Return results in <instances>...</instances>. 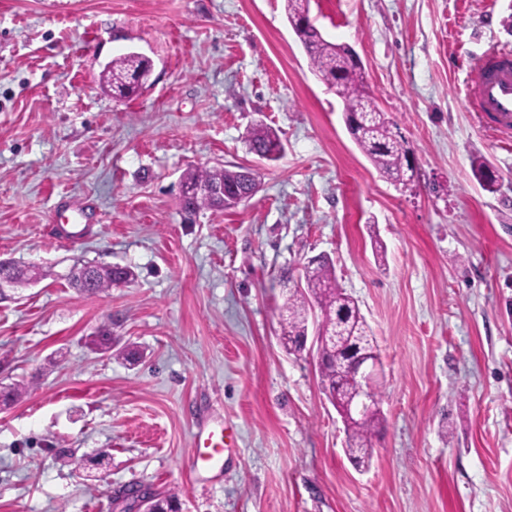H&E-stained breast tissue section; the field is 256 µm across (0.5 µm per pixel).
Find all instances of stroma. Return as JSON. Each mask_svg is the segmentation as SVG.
Listing matches in <instances>:
<instances>
[{
	"label": "stroma",
	"mask_w": 512,
	"mask_h": 512,
	"mask_svg": "<svg viewBox=\"0 0 512 512\" xmlns=\"http://www.w3.org/2000/svg\"><path fill=\"white\" fill-rule=\"evenodd\" d=\"M310 18L359 55L410 180L358 149L284 0H0V259L38 274L0 300V390L25 386L0 411V512H122L133 483L182 512H512V133L466 102L484 51H512V0H311ZM129 51L152 74L116 99L100 72ZM258 124L278 160L249 152ZM220 166L258 192L187 216L184 174ZM319 254L382 362L361 473L312 355L280 340L279 276ZM87 263L134 276L72 288ZM107 324L139 363L93 349ZM220 421L234 446L197 477L194 434Z\"/></svg>",
	"instance_id": "35a3bbf8"
}]
</instances>
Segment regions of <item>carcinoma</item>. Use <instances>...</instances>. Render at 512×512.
<instances>
[{"label": "carcinoma", "mask_w": 512, "mask_h": 512, "mask_svg": "<svg viewBox=\"0 0 512 512\" xmlns=\"http://www.w3.org/2000/svg\"><path fill=\"white\" fill-rule=\"evenodd\" d=\"M288 20L302 43L310 60L312 70L341 98L344 111L365 112L363 126H347L352 139L383 176L402 181L411 170V149L391 131V124L370 96L362 63L350 57L349 46L326 40L314 26H301L303 16L309 14L310 0H286ZM152 71V61L139 53L129 52L108 62L101 74L103 87L130 97L147 82ZM249 150L261 154L268 160L279 157V139L267 126L258 125L250 131ZM187 183H218L226 188H236L238 192L248 190L242 181L240 171L227 168L199 169L184 177ZM133 276L128 268H93L91 290L104 291L112 283L124 281ZM288 272H283L281 282L287 288L286 299L281 310L283 344L297 351V340L305 335L309 318L318 320L320 327L331 331L336 313L347 310L351 323L348 336H361L366 346L375 343V337L358 303L339 287L333 260L327 256L312 261L304 269L305 287L290 288ZM383 419L381 409L352 419L345 426L348 458L365 468L369 467L373 456L372 440Z\"/></svg>", "instance_id": "1"}]
</instances>
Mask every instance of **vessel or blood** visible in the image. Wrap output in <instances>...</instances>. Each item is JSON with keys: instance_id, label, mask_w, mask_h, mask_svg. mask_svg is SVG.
Returning <instances> with one entry per match:
<instances>
[{"instance_id": "vessel-or-blood-1", "label": "vessel or blood", "mask_w": 512, "mask_h": 512, "mask_svg": "<svg viewBox=\"0 0 512 512\" xmlns=\"http://www.w3.org/2000/svg\"><path fill=\"white\" fill-rule=\"evenodd\" d=\"M469 103L474 111L494 117L499 126H512L511 57L495 49L486 53L478 66V75L470 90ZM232 436V428L225 425L198 433L195 438V469L205 473L216 467L228 449V441Z\"/></svg>"}]
</instances>
